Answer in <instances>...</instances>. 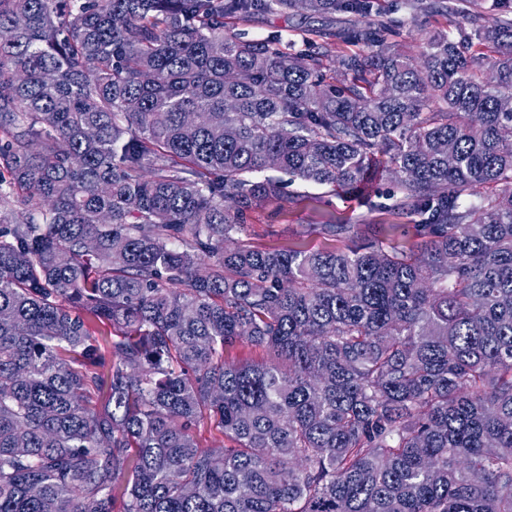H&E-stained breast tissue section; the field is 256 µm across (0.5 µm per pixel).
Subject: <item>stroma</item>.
Returning <instances> with one entry per match:
<instances>
[{"label":"stroma","instance_id":"35a3bbf8","mask_svg":"<svg viewBox=\"0 0 512 512\" xmlns=\"http://www.w3.org/2000/svg\"><path fill=\"white\" fill-rule=\"evenodd\" d=\"M377 5L403 21V48L414 57L420 52V31L445 33L457 27L456 20L438 13L413 14L406 0H377ZM391 188V176L379 163L366 182L349 190L295 181L285 188L287 201H273L255 210L238 238L260 249L333 250L372 240L408 250L420 240L416 220L397 209L389 195ZM326 224H353L359 235L331 237L322 230Z\"/></svg>","mask_w":512,"mask_h":512}]
</instances>
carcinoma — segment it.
I'll use <instances>...</instances> for the list:
<instances>
[{"label": "carcinoma", "instance_id": "obj_1", "mask_svg": "<svg viewBox=\"0 0 512 512\" xmlns=\"http://www.w3.org/2000/svg\"><path fill=\"white\" fill-rule=\"evenodd\" d=\"M278 12L351 20L229 26ZM399 37L374 0H0V512H512V9ZM379 155L416 250L233 243L256 174ZM305 23L298 16L291 14L265 15L247 24H238V29L245 32L251 38H261L270 31H279L285 41L301 45V28ZM194 434L204 447H224V434L218 427H216L215 423L208 418H204L200 421L194 431Z\"/></svg>", "mask_w": 512, "mask_h": 512}]
</instances>
